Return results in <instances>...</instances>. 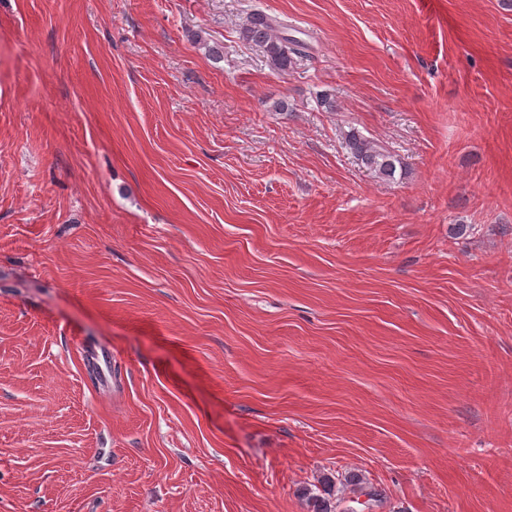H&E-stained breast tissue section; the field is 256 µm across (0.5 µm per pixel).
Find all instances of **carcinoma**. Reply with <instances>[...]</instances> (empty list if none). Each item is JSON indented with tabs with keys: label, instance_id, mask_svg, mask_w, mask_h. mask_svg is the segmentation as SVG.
<instances>
[{
	"label": "carcinoma",
	"instance_id": "cac0c4a2",
	"mask_svg": "<svg viewBox=\"0 0 512 512\" xmlns=\"http://www.w3.org/2000/svg\"><path fill=\"white\" fill-rule=\"evenodd\" d=\"M241 33L246 41L262 49L270 67L279 72L287 71L294 57L303 54L305 48L304 43L288 36L286 24L257 9L247 14ZM345 146L378 177H394L399 159L359 131L353 129L346 134ZM335 486L334 478L324 476L319 486L304 489V495L312 505V512H336Z\"/></svg>",
	"mask_w": 512,
	"mask_h": 512
}]
</instances>
